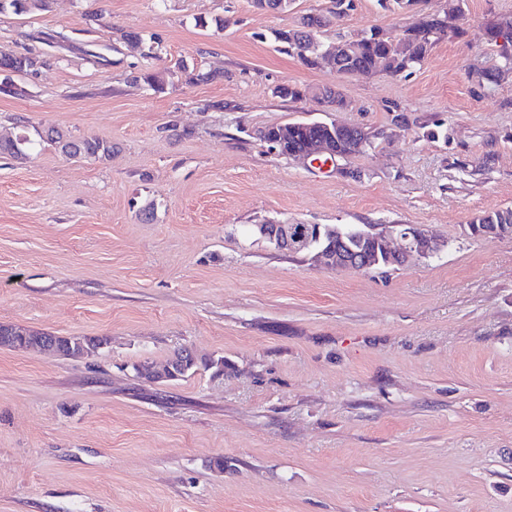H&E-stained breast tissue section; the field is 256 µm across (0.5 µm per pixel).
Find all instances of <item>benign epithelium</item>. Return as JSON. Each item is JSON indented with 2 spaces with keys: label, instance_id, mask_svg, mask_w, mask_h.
<instances>
[{
  "label": "benign epithelium",
  "instance_id": "7a95c632",
  "mask_svg": "<svg viewBox=\"0 0 512 512\" xmlns=\"http://www.w3.org/2000/svg\"><path fill=\"white\" fill-rule=\"evenodd\" d=\"M358 45L350 41H336L313 57V61L345 75L340 70V61L358 55ZM304 125L316 127L320 132L309 139L308 148L295 151L292 159L311 160L333 164L343 155L333 149L334 141L349 125L338 122L306 121ZM259 235L274 248L291 252L303 248L315 261L330 267L370 270L407 262L413 257L429 259L437 256L445 247L444 242L415 224H369L367 230L345 239L343 231L321 226H311L305 245L293 224L270 222L256 225Z\"/></svg>",
  "mask_w": 512,
  "mask_h": 512
}]
</instances>
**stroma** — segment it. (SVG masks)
I'll return each instance as SVG.
<instances>
[{
  "label": "stroma",
  "instance_id": "1",
  "mask_svg": "<svg viewBox=\"0 0 512 512\" xmlns=\"http://www.w3.org/2000/svg\"><path fill=\"white\" fill-rule=\"evenodd\" d=\"M330 7L0 13V50L41 61L0 72L24 89L0 91V134L34 141L26 163L0 158V323L109 340L78 358L0 348V512H512V238L467 233L512 208V71L472 74L497 52L481 28L512 0H428L461 10L467 33L397 77L342 78L280 50L275 30ZM418 19L358 0L318 37ZM283 84L303 96L278 97ZM322 85L348 110L321 111ZM333 119L394 136L338 169L258 138ZM50 126L117 149L67 158L36 143ZM268 221L415 224L446 246L336 271L275 249L255 231ZM183 347L223 371L136 374Z\"/></svg>",
  "mask_w": 512,
  "mask_h": 512
}]
</instances>
